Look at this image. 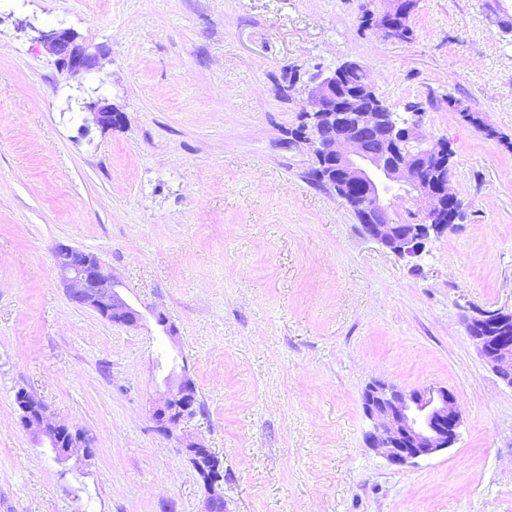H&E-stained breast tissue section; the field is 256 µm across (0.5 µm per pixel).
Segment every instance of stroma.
I'll return each instance as SVG.
<instances>
[{
  "instance_id": "obj_1",
  "label": "stroma",
  "mask_w": 512,
  "mask_h": 512,
  "mask_svg": "<svg viewBox=\"0 0 512 512\" xmlns=\"http://www.w3.org/2000/svg\"><path fill=\"white\" fill-rule=\"evenodd\" d=\"M365 3L0 0V512H202L149 415L182 363L203 411L181 432L222 461L226 512H512V388L467 329L512 309V28L418 0L412 40L385 39ZM60 27L98 70L55 64L39 34ZM346 62L451 148L460 214L417 262L286 145L303 83ZM98 97L119 127L89 121ZM60 242L114 272L140 326L70 302ZM378 380L453 390L459 440L404 466L367 448ZM21 389L91 457L41 447Z\"/></svg>"
}]
</instances>
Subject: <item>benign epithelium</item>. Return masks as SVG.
Wrapping results in <instances>:
<instances>
[{
  "instance_id": "obj_1",
  "label": "benign epithelium",
  "mask_w": 512,
  "mask_h": 512,
  "mask_svg": "<svg viewBox=\"0 0 512 512\" xmlns=\"http://www.w3.org/2000/svg\"><path fill=\"white\" fill-rule=\"evenodd\" d=\"M401 3L403 0H386L383 10L368 12V25L374 34L395 40L406 36ZM40 40L56 62L72 71L99 68L98 54L75 44L68 29L43 32ZM357 70L363 67L346 62L333 70L320 69L309 78L303 90L307 122L297 132V143L315 160L317 179L324 180L322 169L331 165L335 168L331 186H363L362 199L349 197L347 203L357 211L369 238L402 258H419L430 236L447 230L459 216L460 202L451 188V149L443 139L430 140L420 134L416 120L384 104L370 77L364 78L359 95L346 93L345 80ZM93 109V120L102 127L122 121V113L104 98L98 99ZM408 211L415 220L403 224L401 217ZM54 257L55 269L73 305L90 308L115 325L137 326L142 322V313L123 295L122 282L98 256L59 243ZM509 322L512 311H486L469 322L468 330L483 359L512 388ZM162 385L164 390L149 409L155 430L178 441L203 481V512H215V505L224 502L221 461L199 441L177 434L179 426L201 408L188 367L170 372ZM16 404L22 426L59 460L88 453V438L71 433L36 397L24 391ZM363 407L371 421L365 436L368 447L380 451L393 465L428 458L454 445L459 437V403L446 387L404 389L378 381L366 389Z\"/></svg>"
}]
</instances>
